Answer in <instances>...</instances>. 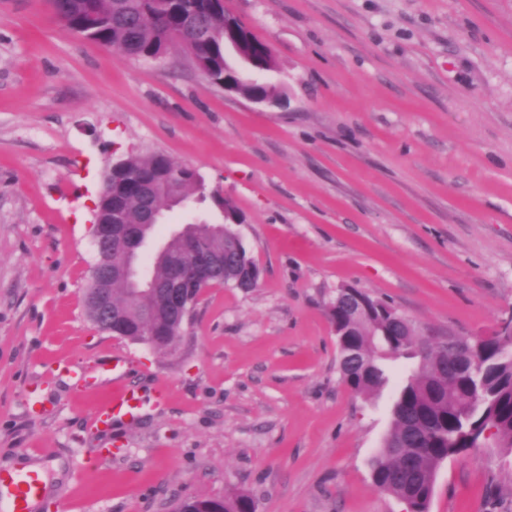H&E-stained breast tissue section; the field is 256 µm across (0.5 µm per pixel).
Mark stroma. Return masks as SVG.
Masks as SVG:
<instances>
[{
    "instance_id": "stroma-1",
    "label": "stroma",
    "mask_w": 512,
    "mask_h": 512,
    "mask_svg": "<svg viewBox=\"0 0 512 512\" xmlns=\"http://www.w3.org/2000/svg\"><path fill=\"white\" fill-rule=\"evenodd\" d=\"M270 44L277 106L77 37L46 0H0V470L35 464L32 512H405L373 483L391 391L341 381L325 303L353 286L420 332L512 317V0H224ZM160 151L232 200L262 271L205 289L173 353L95 327L91 220L121 155ZM121 382H78L101 359ZM125 385L144 406L102 424ZM101 449L88 461L87 449ZM430 512H512V452L438 470ZM130 361L128 358L119 355H113L112 358L103 360L99 365V374L92 385H97L105 377L112 375L113 379L123 377L129 369ZM217 498L220 500L214 504L216 505V509L220 512H256L258 509L256 499L245 493Z\"/></svg>"
}]
</instances>
